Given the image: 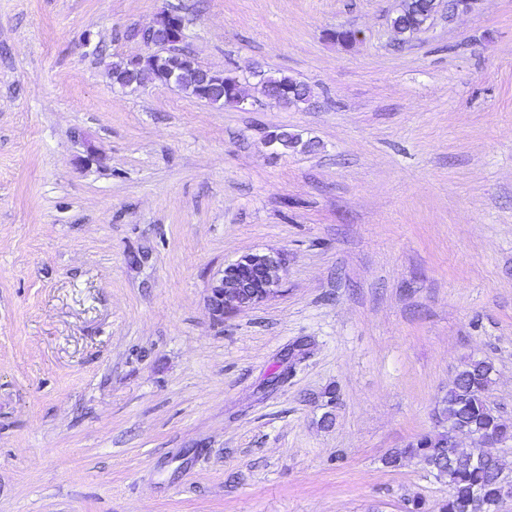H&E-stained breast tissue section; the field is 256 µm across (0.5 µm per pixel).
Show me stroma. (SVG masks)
<instances>
[{"instance_id": "1", "label": "stroma", "mask_w": 512, "mask_h": 512, "mask_svg": "<svg viewBox=\"0 0 512 512\" xmlns=\"http://www.w3.org/2000/svg\"><path fill=\"white\" fill-rule=\"evenodd\" d=\"M400 5L0 0V512H437L384 459L464 359L512 422V0L404 44ZM170 7L202 66L310 103L113 86ZM250 251L282 291L215 323ZM259 77L262 95L269 101H284L286 107H300L313 97L312 89L304 82L297 81L282 73L260 71L256 74Z\"/></svg>"}]
</instances>
